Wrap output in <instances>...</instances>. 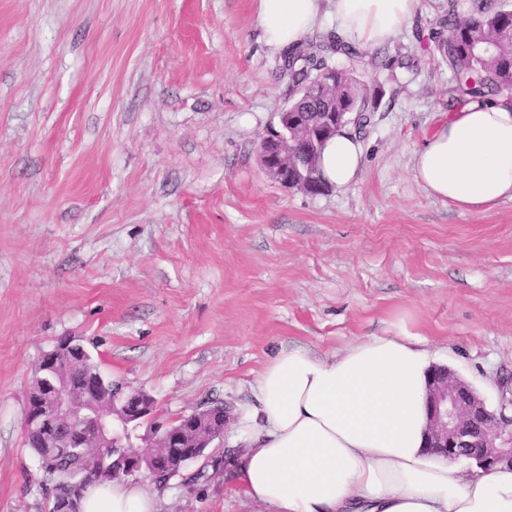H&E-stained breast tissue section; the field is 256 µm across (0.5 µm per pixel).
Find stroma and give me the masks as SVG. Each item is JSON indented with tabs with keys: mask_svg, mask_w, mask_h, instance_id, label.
<instances>
[{
	"mask_svg": "<svg viewBox=\"0 0 512 512\" xmlns=\"http://www.w3.org/2000/svg\"><path fill=\"white\" fill-rule=\"evenodd\" d=\"M258 0H0V512H47L27 447L42 354L80 337L101 372L155 401L131 430L221 400L222 438L158 490L160 512H270L235 469L259 371L299 347L332 358L421 337L499 411L512 388V200L465 211L413 175L459 110L420 0L354 62L383 98L355 182L319 195L263 172L256 145L292 95Z\"/></svg>",
	"mask_w": 512,
	"mask_h": 512,
	"instance_id": "obj_1",
	"label": "stroma"
}]
</instances>
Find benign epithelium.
<instances>
[{
    "instance_id": "benign-epithelium-1",
    "label": "benign epithelium",
    "mask_w": 512,
    "mask_h": 512,
    "mask_svg": "<svg viewBox=\"0 0 512 512\" xmlns=\"http://www.w3.org/2000/svg\"><path fill=\"white\" fill-rule=\"evenodd\" d=\"M289 103L277 113V121L267 127L258 144V156L265 174L286 188H297L316 195L326 190L313 175L314 153L319 139L327 132L348 124L354 106L344 112L319 113L317 120L295 110ZM67 351L61 349L40 361L44 394L27 407L26 428L50 433L65 429L84 448L97 447V441L112 437V475H131L146 466L156 472L164 449L175 448L187 429H193L197 447L208 448L223 436L229 417L221 420L207 410L184 415L161 433L154 434L149 449L140 451L121 443L120 431L152 414L153 405L138 393L112 392V399L98 397L85 387L73 384L66 367ZM428 447L438 448L449 461H475L483 469L500 463L512 464V415L490 412L485 401L454 372L435 370L428 393Z\"/></svg>"
}]
</instances>
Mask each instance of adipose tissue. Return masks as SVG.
<instances>
[{"label": "adipose tissue", "instance_id": "adipose-tissue-1", "mask_svg": "<svg viewBox=\"0 0 512 512\" xmlns=\"http://www.w3.org/2000/svg\"><path fill=\"white\" fill-rule=\"evenodd\" d=\"M419 0H258L269 48L300 45L325 17L365 46L391 42ZM364 150L349 129L325 143L322 179L349 185ZM415 179L432 196L475 211L512 200V101L464 103L414 156ZM433 356L410 336H385L333 359L281 349L256 380L252 428L237 461L247 494L273 512H512V466L458 475L426 447ZM82 512H159L155 496L128 482L88 488Z\"/></svg>", "mask_w": 512, "mask_h": 512}]
</instances>
